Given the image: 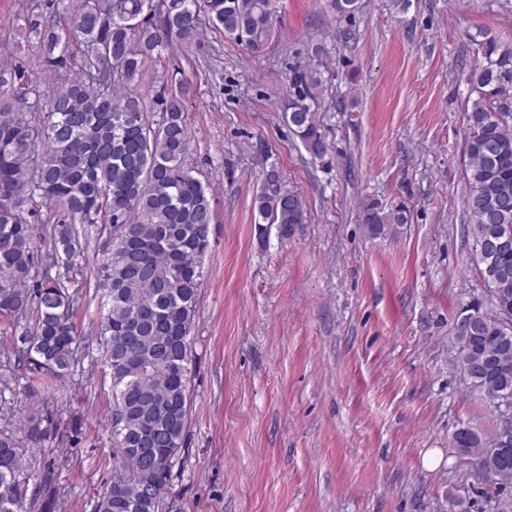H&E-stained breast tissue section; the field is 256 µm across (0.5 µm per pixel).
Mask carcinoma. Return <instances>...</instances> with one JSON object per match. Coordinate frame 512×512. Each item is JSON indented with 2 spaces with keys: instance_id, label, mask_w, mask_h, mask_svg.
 <instances>
[{
  "instance_id": "obj_1",
  "label": "carcinoma",
  "mask_w": 512,
  "mask_h": 512,
  "mask_svg": "<svg viewBox=\"0 0 512 512\" xmlns=\"http://www.w3.org/2000/svg\"><path fill=\"white\" fill-rule=\"evenodd\" d=\"M274 0H49L48 13L24 18L19 36L38 47L46 68L20 61L0 69V319L8 327L17 367L60 380L75 363L77 329L69 285L80 238L106 235L96 288L101 292L100 336L114 394L112 478L94 512H166L172 472L184 446L188 413V336L204 278L203 257L214 222L208 186L186 167L191 131L185 112L189 83L163 84L151 100L138 86L147 63L198 35L208 25L262 53L273 35ZM483 61L471 70L477 93L466 112L465 177L474 260L489 279L491 304L512 307V250L480 249L495 202L508 205L512 225V47L481 43ZM320 84L296 69L295 98L284 122L313 157L328 147L312 104ZM266 224H304L299 197L277 186L254 199ZM54 208L49 268L32 275L33 246L42 206ZM361 223L372 236L407 222L401 209L363 205ZM483 319L472 336H456L459 366L489 357L492 369L468 380L485 398L512 396V334ZM31 318L33 324L21 325ZM50 413L0 429V512L48 506L52 476L27 449L47 435ZM495 440L468 449L480 478ZM155 502H140L141 489Z\"/></svg>"
}]
</instances>
